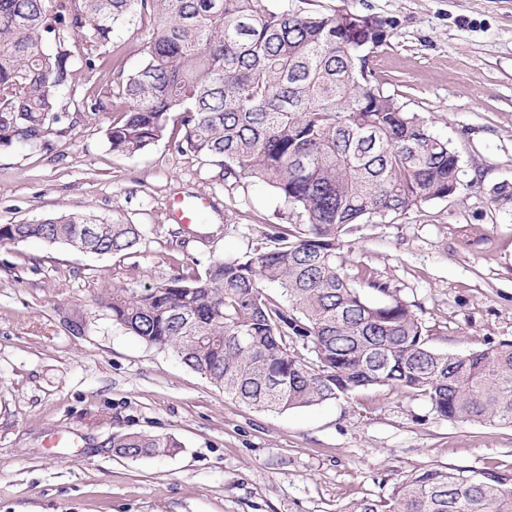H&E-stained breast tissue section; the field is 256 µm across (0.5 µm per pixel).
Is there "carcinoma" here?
Wrapping results in <instances>:
<instances>
[{
  "label": "carcinoma",
  "mask_w": 512,
  "mask_h": 512,
  "mask_svg": "<svg viewBox=\"0 0 512 512\" xmlns=\"http://www.w3.org/2000/svg\"><path fill=\"white\" fill-rule=\"evenodd\" d=\"M131 18L145 28L141 63L117 89L98 87L92 103L119 113L105 130L110 150L144 153L174 122L175 150L221 180L272 188L302 223L265 225L263 249L214 258L202 275L112 289L100 301L112 323L255 408L385 386L419 393L445 419L512 427V341L438 351L406 304L366 299L339 262L354 226L385 223L460 185L448 142L376 81L370 57L386 38L360 43L369 16L275 12L265 0H0V149L39 151L65 136L58 92L107 64L104 47ZM141 238L138 224L91 214L0 224V245L12 247L121 254ZM112 447L134 460L180 444L130 432L112 436ZM340 512H512V477L426 469Z\"/></svg>",
  "instance_id": "1"
}]
</instances>
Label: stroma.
Masks as SVG:
<instances>
[{
	"instance_id": "35a3bbf8",
	"label": "stroma",
	"mask_w": 512,
	"mask_h": 512,
	"mask_svg": "<svg viewBox=\"0 0 512 512\" xmlns=\"http://www.w3.org/2000/svg\"><path fill=\"white\" fill-rule=\"evenodd\" d=\"M266 4L388 21L376 78L463 170L454 195L344 238L350 285L376 302L363 278L385 284L437 350L512 340V202L492 193L512 185V0ZM142 35L139 21L117 26L109 67L79 72L62 93L66 137L0 151V224L85 212L142 230L128 255L0 246V512H341L429 468L512 471V427L449 421L423 396L379 386L311 407H250L113 325L99 304L107 292L204 273L212 258L260 247L264 224L286 209L271 188L217 180L166 139L112 153L105 130L116 114L92 111L91 99L139 66ZM178 196L211 201L194 232L178 230ZM129 432L179 447L125 459L112 437Z\"/></svg>"
}]
</instances>
